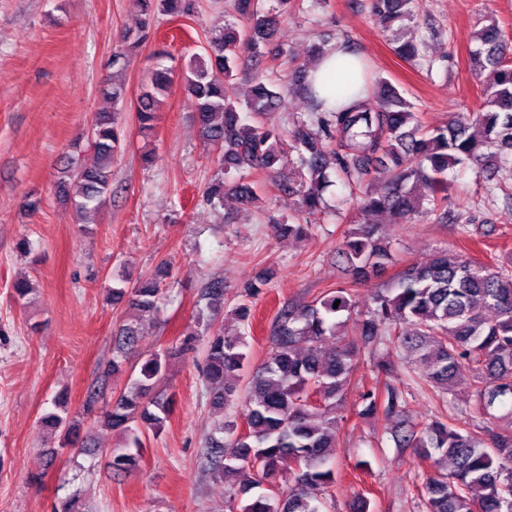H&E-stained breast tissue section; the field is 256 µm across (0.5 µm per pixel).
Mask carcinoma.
I'll list each match as a JSON object with an SVG mask.
<instances>
[{"label":"carcinoma","instance_id":"cac0c4a2","mask_svg":"<svg viewBox=\"0 0 512 512\" xmlns=\"http://www.w3.org/2000/svg\"><path fill=\"white\" fill-rule=\"evenodd\" d=\"M292 0H278L272 14L260 0H236L237 12L247 24L212 34L207 50L190 56L184 87L192 99L200 136L212 151L216 166L213 181L204 191L214 209L224 205V191L251 204L255 188L243 182L245 173L270 170L280 152L297 153L300 180L288 186L296 196L297 212L311 219L324 209L323 193L331 183L329 171L363 188L358 207L363 216L389 211L399 220L424 217L433 224H459L468 234L470 210H448V169L466 161L498 177L496 185L512 200V61L502 29L491 19L476 32V75L483 84L479 111L458 117L442 127L425 128L412 105L386 81L377 82L363 105L329 107L315 88L303 91L309 99L312 121L293 122L281 130L268 120L280 101L261 73L244 101L225 95L224 81L236 79L243 52L255 58L260 43L277 18L290 13ZM412 0H371V11L387 28L411 15ZM144 16L140 29L127 32L108 59L112 76L102 92L113 110L98 112L92 120L91 146L96 161L85 166L73 156L63 160L56 181L57 200L76 215L99 209L112 195V164L126 146L118 118V105L126 88L117 75L128 66L131 51L147 38L158 11L192 16L195 0H135ZM172 83L168 69L151 71L136 101L140 132L154 130L159 98ZM240 174L237 182L224 174ZM279 219V228L301 237L310 224ZM338 262L360 274L379 272L391 260L388 243L377 237V226L366 221L344 237ZM121 286L112 288V302H126L141 315L155 314L160 303V281L147 277L136 282L119 275ZM207 309L224 304V284L217 280L204 288ZM355 307L346 288L330 291L299 310L283 311L288 320L262 367L243 388L230 383L249 363L246 337L231 333L214 319L199 315L204 326L202 384L210 408L219 419L204 442L203 469L233 478L226 492L229 512H323L332 500L336 483L334 449L340 446L336 411L361 354L358 345L340 333L341 315ZM354 333L367 343L382 337L405 348L415 362L421 382L443 398L458 381L461 368L472 373L469 411L488 421L494 411L509 407L505 428L487 425L481 432L455 423L448 414L420 425L407 417L404 393L392 384L389 354L371 349L373 367L385 378L384 387L360 393L361 415L383 414L392 422V438L399 448H413L428 474L423 484L424 512H512V257L496 266L478 264L457 252L440 251L407 268L396 282L378 290L365 318L354 323ZM139 325H121L115 334L112 358L105 373L122 370L127 354L139 340ZM198 334H187L179 346L147 358L130 386L94 419L98 428L122 435V443L108 450L109 467L119 476L137 467L149 434L159 433L172 414L174 395L160 388L172 360L193 348ZM241 409L247 432H237L224 409ZM43 422L57 430L60 448L90 453V434L81 422L51 412ZM280 491H258L264 482Z\"/></svg>","mask_w":512,"mask_h":512}]
</instances>
